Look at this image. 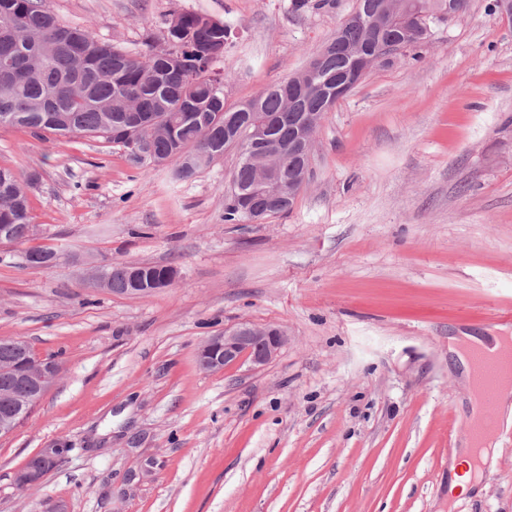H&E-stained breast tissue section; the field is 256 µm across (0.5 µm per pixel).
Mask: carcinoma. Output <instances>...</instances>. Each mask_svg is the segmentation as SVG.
<instances>
[{
	"label": "carcinoma",
	"mask_w": 512,
	"mask_h": 512,
	"mask_svg": "<svg viewBox=\"0 0 512 512\" xmlns=\"http://www.w3.org/2000/svg\"><path fill=\"white\" fill-rule=\"evenodd\" d=\"M389 3L392 19L382 23L377 36L396 41L419 58L422 47L448 14V0H364L374 14ZM231 29L207 15L182 12L167 22L163 44L148 55H134L101 40L86 27L68 23L47 0H0V123L37 128L36 134L88 138L106 144L119 141L100 134L116 132L131 112H154L160 117L152 141L153 158L172 165L180 157L208 150L214 158L236 148L239 161L225 195L224 222L241 224L248 216L234 206L238 194L258 180L260 159L248 155L251 141L264 135L287 145L303 126L304 113L330 111L326 98L336 76L347 67L349 53L371 42V31L342 22L333 38L318 51L321 74L305 82L304 97L295 106L277 84L254 98L250 108L230 104L224 95V77L214 67L224 60ZM278 166L283 191L259 196L255 206L268 217L288 211L292 175L301 159L281 153L269 159ZM34 173L25 175L0 167V225L10 226L11 242L23 243L33 224L25 189ZM174 271L171 266L145 265L142 287ZM108 290L123 295L131 287L124 263L106 265ZM33 358L27 345L0 338V367L22 365Z\"/></svg>",
	"instance_id": "obj_1"
}]
</instances>
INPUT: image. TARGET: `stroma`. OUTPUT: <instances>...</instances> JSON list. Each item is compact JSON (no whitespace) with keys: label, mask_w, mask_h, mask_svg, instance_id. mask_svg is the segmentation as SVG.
Instances as JSON below:
<instances>
[{"label":"stroma","mask_w":512,"mask_h":512,"mask_svg":"<svg viewBox=\"0 0 512 512\" xmlns=\"http://www.w3.org/2000/svg\"><path fill=\"white\" fill-rule=\"evenodd\" d=\"M471 0L420 61L372 69L327 112L290 212L228 224L238 162L197 177L132 167L99 141L0 128V166L37 172L30 243L0 246V338L61 377L0 438V512H512V428L480 490L448 495L468 389L452 336L501 332L512 305V24ZM48 0L148 54L172 15L232 30L229 103L301 71L356 0ZM61 254L30 267L28 247ZM170 265L173 285L116 295L110 263ZM283 328L265 366L200 370L210 336ZM71 451L41 485L14 476ZM66 442H55L41 448L15 476V483L19 489H26L38 485L44 478V472L57 464L68 451Z\"/></svg>","instance_id":"35a3bbf8"}]
</instances>
